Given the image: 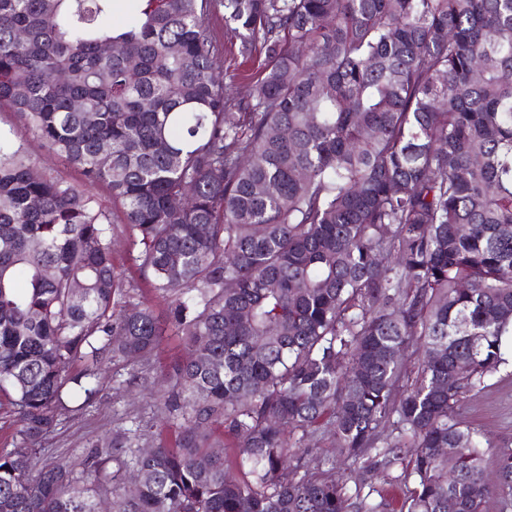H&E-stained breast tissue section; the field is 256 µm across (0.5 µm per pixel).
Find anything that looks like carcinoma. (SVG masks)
<instances>
[{
  "mask_svg": "<svg viewBox=\"0 0 512 512\" xmlns=\"http://www.w3.org/2000/svg\"><path fill=\"white\" fill-rule=\"evenodd\" d=\"M113 2L0 0V107L24 120L0 131V512H384L297 459L327 428L355 471L409 458L400 512L512 490V448L488 483L456 414L512 337V0H136L120 28ZM219 11L258 62L243 92L216 78ZM120 227L190 350L157 399L178 443L91 448L83 480L42 456L57 407L160 344ZM27 148L32 157L37 160L40 167H50L58 170L63 176L75 183L83 182V176L78 169L65 164L52 154L48 153L42 143L36 138L27 137ZM139 251L140 246L128 232L119 233L112 240V252L117 271L128 279H140L136 261Z\"/></svg>",
  "mask_w": 512,
  "mask_h": 512,
  "instance_id": "1",
  "label": "carcinoma"
}]
</instances>
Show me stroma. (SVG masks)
Instances as JSON below:
<instances>
[{"mask_svg": "<svg viewBox=\"0 0 512 512\" xmlns=\"http://www.w3.org/2000/svg\"><path fill=\"white\" fill-rule=\"evenodd\" d=\"M210 29L224 44L225 69L234 75L237 88L245 89L257 73L256 62L239 55L238 43L225 29L222 15L212 17ZM138 300L160 320L163 336L159 349L146 363L118 358L105 364L97 394L80 406L68 402L59 411L56 429L43 443L46 457L74 465L85 449L114 440L126 448L144 444L175 447L179 428L162 417L146 387L163 385L168 366L187 351L170 330V298L146 287ZM457 417L489 439L494 448H512V364H503L470 392Z\"/></svg>", "mask_w": 512, "mask_h": 512, "instance_id": "1", "label": "stroma"}]
</instances>
